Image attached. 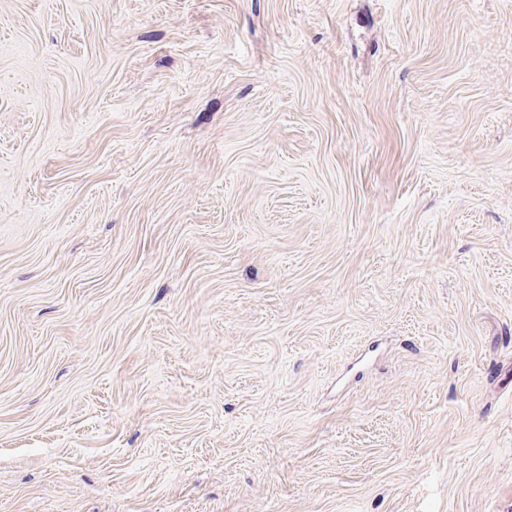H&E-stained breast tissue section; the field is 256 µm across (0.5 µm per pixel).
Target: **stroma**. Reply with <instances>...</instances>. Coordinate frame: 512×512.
Returning <instances> with one entry per match:
<instances>
[{
    "label": "stroma",
    "instance_id": "stroma-1",
    "mask_svg": "<svg viewBox=\"0 0 512 512\" xmlns=\"http://www.w3.org/2000/svg\"><path fill=\"white\" fill-rule=\"evenodd\" d=\"M512 0H0V512H507Z\"/></svg>",
    "mask_w": 512,
    "mask_h": 512
}]
</instances>
